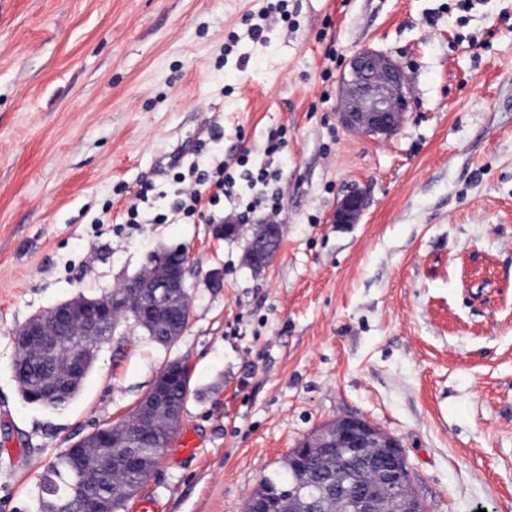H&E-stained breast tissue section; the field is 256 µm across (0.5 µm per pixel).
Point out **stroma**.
<instances>
[{
    "instance_id": "obj_1",
    "label": "stroma",
    "mask_w": 512,
    "mask_h": 512,
    "mask_svg": "<svg viewBox=\"0 0 512 512\" xmlns=\"http://www.w3.org/2000/svg\"><path fill=\"white\" fill-rule=\"evenodd\" d=\"M267 4L0 0V441L24 448L0 458V512H32L48 466L125 419L176 358L198 448H164L140 489L162 512H244L292 448L348 415L401 439L428 512H512V0H288L256 44L243 19ZM365 47L413 89L387 140L336 118ZM241 153L280 173L283 240L259 271L260 214L216 232L257 197L247 182L170 216L177 172ZM355 186L360 222L332 223ZM134 203L169 222L124 223ZM176 246L190 256L179 341L120 324L68 403L24 400L17 331Z\"/></svg>"
}]
</instances>
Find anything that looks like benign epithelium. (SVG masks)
<instances>
[{"label": "benign epithelium", "mask_w": 512, "mask_h": 512, "mask_svg": "<svg viewBox=\"0 0 512 512\" xmlns=\"http://www.w3.org/2000/svg\"><path fill=\"white\" fill-rule=\"evenodd\" d=\"M340 97L336 117L339 124L355 133L374 139H388L401 128L413 105L411 87L402 65L390 55L363 49L350 57L339 79ZM368 206V194L351 188L341 197L333 215L335 224H357ZM282 227L259 224L247 249L259 260H273L282 243ZM190 298L185 278L160 280L156 288L141 289L130 280L119 295L76 298L57 304L45 314L25 323L16 333V352L33 358L52 356L66 348L68 356L53 365L43 391L30 392L34 401L68 398L78 390L89 373L102 346L114 332L119 308L134 311L153 336H182L186 330L182 314ZM188 368L180 359L167 362L150 392L138 402L139 414L159 413L170 430L181 421V405L171 399L181 387ZM128 430L113 426L94 430L68 448L75 471L86 469L92 448H131ZM294 459L304 472V482L283 483L277 495L290 494L303 500L307 512H324L325 496L334 493L349 502L354 512H426L425 505L412 492L400 493L397 484L410 474V467L400 439L372 426L358 415L342 417L325 425L298 448ZM321 455L331 459L336 469H354L366 479L352 485L337 483L325 474L317 478L306 468L309 460ZM77 512H112V499L93 493L77 502Z\"/></svg>", "instance_id": "benign-epithelium-1"}]
</instances>
